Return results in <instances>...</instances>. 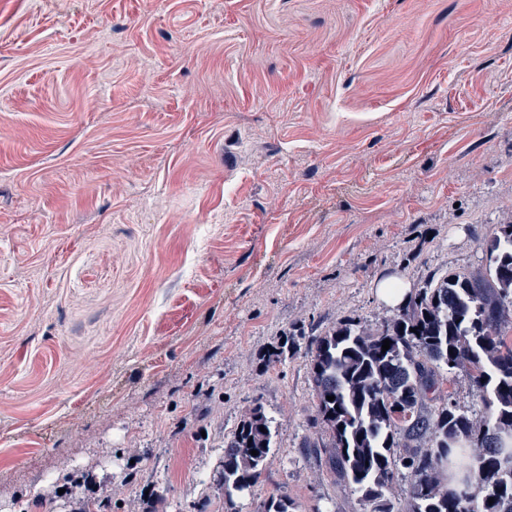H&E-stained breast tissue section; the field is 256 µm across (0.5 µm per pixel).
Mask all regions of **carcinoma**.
I'll return each instance as SVG.
<instances>
[{
  "label": "carcinoma",
  "instance_id": "obj_1",
  "mask_svg": "<svg viewBox=\"0 0 512 512\" xmlns=\"http://www.w3.org/2000/svg\"><path fill=\"white\" fill-rule=\"evenodd\" d=\"M511 330L512 219L486 242L484 266L426 280L376 328L346 319L313 335L316 424L326 439L304 447L374 503L373 512H512V449L505 447L512 440ZM298 349L285 333L264 361L281 363ZM456 369L488 393L485 415L460 413L441 395L444 372ZM461 442L474 463L459 455L470 477L450 491L443 473ZM272 445L256 398L224 438L217 489L227 502L258 482ZM404 471L409 494L395 505L384 490Z\"/></svg>",
  "mask_w": 512,
  "mask_h": 512
}]
</instances>
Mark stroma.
Segmentation results:
<instances>
[{
  "label": "stroma",
  "instance_id": "obj_1",
  "mask_svg": "<svg viewBox=\"0 0 512 512\" xmlns=\"http://www.w3.org/2000/svg\"><path fill=\"white\" fill-rule=\"evenodd\" d=\"M512 211V0H0V512H371L320 441L310 331L485 262ZM301 354L263 355L283 334ZM263 426L265 432L260 431ZM273 445V433L260 399H254L237 428L224 439L217 489L232 505L235 492H242L261 478ZM256 450L258 455L252 456Z\"/></svg>",
  "mask_w": 512,
  "mask_h": 512
}]
</instances>
